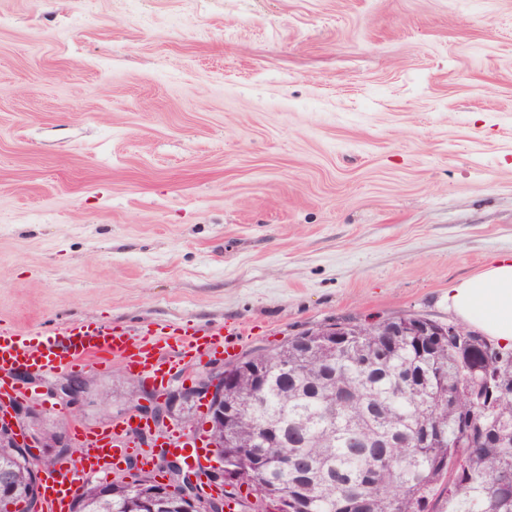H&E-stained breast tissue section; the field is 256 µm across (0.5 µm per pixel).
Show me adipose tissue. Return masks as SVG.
I'll return each mask as SVG.
<instances>
[{
    "instance_id": "1",
    "label": "adipose tissue",
    "mask_w": 512,
    "mask_h": 512,
    "mask_svg": "<svg viewBox=\"0 0 512 512\" xmlns=\"http://www.w3.org/2000/svg\"><path fill=\"white\" fill-rule=\"evenodd\" d=\"M448 300L456 316L503 346H512V259L452 288Z\"/></svg>"
}]
</instances>
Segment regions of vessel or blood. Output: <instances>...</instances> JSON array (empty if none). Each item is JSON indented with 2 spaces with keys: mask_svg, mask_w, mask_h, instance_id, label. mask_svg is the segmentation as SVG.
Segmentation results:
<instances>
[{
  "mask_svg": "<svg viewBox=\"0 0 512 512\" xmlns=\"http://www.w3.org/2000/svg\"><path fill=\"white\" fill-rule=\"evenodd\" d=\"M179 351L163 357L161 338L134 337L127 330L105 323H71L51 332L33 331L23 341L14 330L0 328V406L20 399L22 390L12 376L21 368L50 374L92 362L103 364L122 359L137 376L161 385L179 375L186 361L228 354L224 335L203 332L193 326L179 329ZM136 426L123 421L95 431L76 427L80 435L79 461L86 475L105 477L120 471L129 456ZM77 488L68 467L55 465L45 470L42 485L44 512H69Z\"/></svg>",
  "mask_w": 512,
  "mask_h": 512,
  "instance_id": "obj_1",
  "label": "vessel or blood"
}]
</instances>
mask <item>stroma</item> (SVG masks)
<instances>
[{"label": "stroma", "instance_id": "stroma-1", "mask_svg": "<svg viewBox=\"0 0 512 512\" xmlns=\"http://www.w3.org/2000/svg\"><path fill=\"white\" fill-rule=\"evenodd\" d=\"M512 257V0H0V325L457 323ZM79 412L127 413L121 360Z\"/></svg>", "mask_w": 512, "mask_h": 512}]
</instances>
